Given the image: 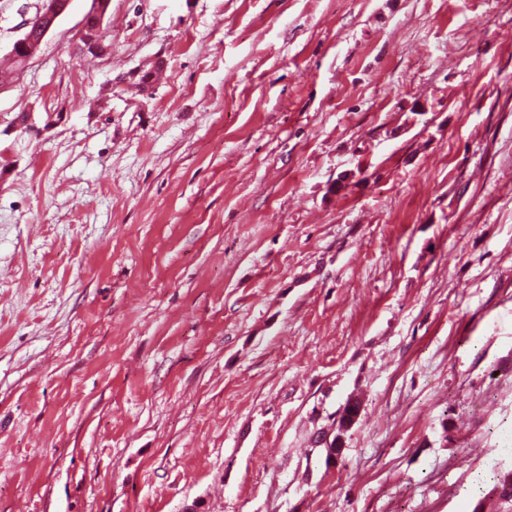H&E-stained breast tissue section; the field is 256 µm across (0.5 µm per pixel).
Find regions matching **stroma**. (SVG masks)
Returning a JSON list of instances; mask_svg holds the SVG:
<instances>
[{
    "label": "stroma",
    "mask_w": 512,
    "mask_h": 512,
    "mask_svg": "<svg viewBox=\"0 0 512 512\" xmlns=\"http://www.w3.org/2000/svg\"><path fill=\"white\" fill-rule=\"evenodd\" d=\"M89 7L0 82V512H472L512 461V0H111L98 58ZM90 2V7L83 17L81 27L77 34L78 45L85 53L103 56L108 52V47L105 46L102 40L101 29L104 18L109 11L111 1L91 0ZM89 19H95L93 26L87 23Z\"/></svg>",
    "instance_id": "stroma-1"
}]
</instances>
